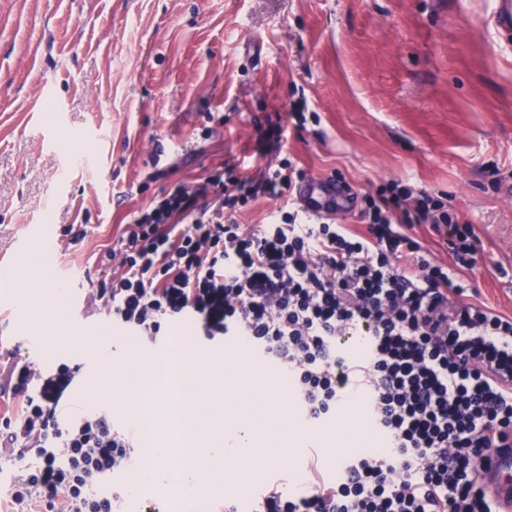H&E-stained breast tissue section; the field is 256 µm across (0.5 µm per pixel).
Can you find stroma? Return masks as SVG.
I'll return each instance as SVG.
<instances>
[{
  "label": "stroma",
  "mask_w": 512,
  "mask_h": 512,
  "mask_svg": "<svg viewBox=\"0 0 512 512\" xmlns=\"http://www.w3.org/2000/svg\"><path fill=\"white\" fill-rule=\"evenodd\" d=\"M495 0H0V268L27 270L39 231L55 280L81 274L78 310L54 312L69 339L43 365L80 363L78 336L106 327L92 303L97 257L133 215L224 162L249 175L283 158L365 194L392 179L445 195L472 224V266L430 225L423 253L465 287L458 301L512 317V44ZM305 97L287 144L268 119ZM85 234H67L68 225ZM235 493L205 485L199 506L251 512L270 485L311 470L335 479L336 421Z\"/></svg>",
  "instance_id": "stroma-1"
}]
</instances>
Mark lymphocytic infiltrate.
Here are the masks:
<instances>
[{
    "mask_svg": "<svg viewBox=\"0 0 512 512\" xmlns=\"http://www.w3.org/2000/svg\"><path fill=\"white\" fill-rule=\"evenodd\" d=\"M296 175L287 159L256 177L228 165L196 193L177 186L137 212L105 252L121 273L99 284L103 312L150 344L185 318L204 340L243 338L287 370L311 420L368 397L390 450L289 495L270 487L254 512H501L480 468L512 448V318L458 304L463 286L410 236L430 225L467 267L472 226L401 179L363 196L360 231L287 211L250 229L225 221V209L284 197ZM79 371L20 357L7 369L11 512H112V479L132 466L134 441L108 412L62 415Z\"/></svg>",
    "mask_w": 512,
    "mask_h": 512,
    "instance_id": "f902f5d3",
    "label": "lymphocytic infiltrate"
}]
</instances>
